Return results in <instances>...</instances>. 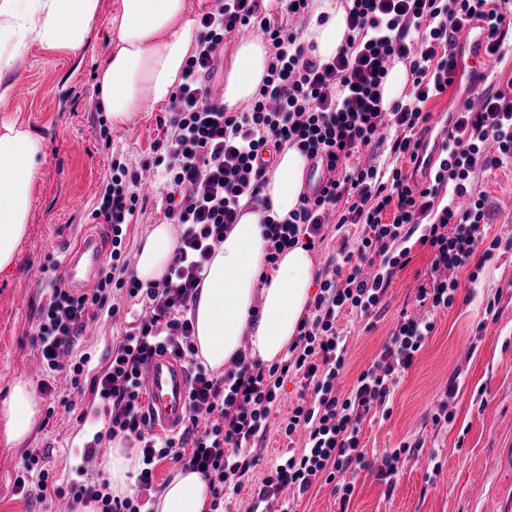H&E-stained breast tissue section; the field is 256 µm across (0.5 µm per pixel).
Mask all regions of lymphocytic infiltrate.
<instances>
[{
	"label": "lymphocytic infiltrate",
	"mask_w": 512,
	"mask_h": 512,
	"mask_svg": "<svg viewBox=\"0 0 512 512\" xmlns=\"http://www.w3.org/2000/svg\"><path fill=\"white\" fill-rule=\"evenodd\" d=\"M264 0H213L199 24L200 35L171 96L164 137L151 166L169 186L166 219L177 226V245L160 281H138L122 256L123 228L136 213L141 175L120 160L99 211L112 232V250L95 288L77 294L54 282L36 335L46 376L65 374L75 390L90 388L108 409L107 439L136 440L142 467L139 491L153 488L156 465L165 459L202 470L213 497L239 492L257 462L251 449L268 429V418L290 375L312 385L313 402L297 403L285 434L301 431V453L282 455L257 492L266 503L286 487L308 491L318 480H341V504L353 482L346 471L364 468L358 424L384 408L397 370L408 369L434 329L430 317L402 315L380 360L361 372L347 396L336 394L345 368V342L336 320L350 309L369 316L379 308L395 274L410 261V240L432 254L430 288L419 289V306L451 307L459 288L447 271L469 265L483 220L484 201L474 195L471 174L512 158V95L483 92L479 105L455 113V130L429 185L414 190L400 169L351 167L362 149L388 141L394 157H414L417 132L429 113L423 105L453 82L451 48L470 20L487 30L497 52L512 24V0H346L348 33L329 60L313 53L291 20H304L313 0H279L285 22L263 12ZM255 30L270 46L266 75L255 98L228 111L213 93L212 75L226 34ZM406 65L408 94L383 104L381 85L394 61ZM495 156H488V145ZM297 147L308 159L325 160L321 193L301 196L287 219L265 218V261L275 264L285 249L322 240L325 224H360L364 234L340 265L319 280L314 311L299 324L285 357L265 368L238 354L222 375L198 359L191 316L202 272L231 224L245 208L266 206L262 192L270 171L264 152ZM449 202L437 205L440 193ZM139 299L141 312L112 348L106 372L86 379L83 361L71 353L90 314L117 307L111 290ZM171 352L190 375L189 414L177 434L153 433L142 412L140 369L150 356Z\"/></svg>",
	"instance_id": "obj_1"
}]
</instances>
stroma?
<instances>
[{
    "instance_id": "obj_1",
    "label": "stroma",
    "mask_w": 512,
    "mask_h": 512,
    "mask_svg": "<svg viewBox=\"0 0 512 512\" xmlns=\"http://www.w3.org/2000/svg\"><path fill=\"white\" fill-rule=\"evenodd\" d=\"M120 0H100V17L81 50L71 53L31 42L10 76L13 90L0 101V114L38 132L46 155L32 190L26 233L11 266L0 272V399L17 378L41 385L35 330L50 297V277L42 268L62 262L60 241L79 248L86 232H108L93 219L112 177L113 159L130 168L153 160L163 137L161 120L169 104L145 103L125 125L110 127L100 107L95 75L109 50V20ZM110 127L111 139L100 135ZM475 193L483 194L485 218L479 234L485 241L512 234V158L479 170ZM162 190L148 196L142 212L124 228L123 255L135 263L139 246L155 225L165 223ZM363 234L359 224L328 229L312 251L316 272H323L339 249H354ZM428 248L414 245L410 262L397 272L381 311L367 318L343 311L336 329L346 339L347 360L338 380L348 393L359 374L378 360L402 311L415 308V296L430 285ZM470 268L456 271L459 288L452 307L433 312L435 328L415 355L411 367L391 388L386 413L372 412L361 424L367 466L358 475L348 512H512V249L495 250L470 281ZM498 317L489 320L487 305ZM128 319L99 313L79 336L75 355L85 357L87 378L109 366L112 345L129 329ZM457 392L445 397L448 384ZM313 400L299 379L290 378L269 416V430L254 447L258 464L250 469L239 493L226 494V512H252L255 492L287 451H301L300 434L283 428L298 398ZM448 405V421L433 416ZM92 393L70 388L57 378L51 393L41 395L42 416L24 444H9L0 428V512H57L62 498L40 499L19 493L16 478L27 452L40 449L43 465L56 487L70 491L103 470L102 460L86 462L87 442L101 431ZM401 450L392 479L380 475L385 456ZM336 484L320 481L305 493L283 489L269 512H337Z\"/></svg>"
}]
</instances>
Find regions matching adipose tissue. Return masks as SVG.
Wrapping results in <instances>:
<instances>
[{
    "label": "adipose tissue",
    "instance_id": "ef3b65f1",
    "mask_svg": "<svg viewBox=\"0 0 512 512\" xmlns=\"http://www.w3.org/2000/svg\"><path fill=\"white\" fill-rule=\"evenodd\" d=\"M327 19L313 23L310 40L322 59L336 55L346 37V12L340 0H323ZM100 0H0V100L16 58L31 41L47 48L79 50L97 21ZM112 40L98 72L101 102L112 125L125 124L144 99L162 104L181 81L198 28L187 16L186 0H121L110 20ZM268 50L253 38L241 42L226 78L223 101L234 110L256 95L265 75ZM45 156L42 137L0 116V272L12 263L26 232L32 187ZM306 158L293 147L276 156L275 175L263 194L269 209H248L225 234L206 264L192 313L194 344L202 360L220 371L239 352L273 364L282 359L312 301L315 265L303 246L285 250L275 266L264 260V217L287 218L304 191ZM173 225H155L144 240L135 274L143 283L159 281L173 256ZM39 397L27 380H17L0 401V426L8 442H26L38 426ZM122 438L112 441L103 467L114 495L130 489L139 467ZM208 480L197 472H174L152 503L153 512H210Z\"/></svg>",
    "mask_w": 512,
    "mask_h": 512
}]
</instances>
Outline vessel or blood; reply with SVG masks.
Returning a JSON list of instances; mask_svg holds the SVG:
<instances>
[{"instance_id": "b4317fda", "label": "vessel or blood", "mask_w": 512, "mask_h": 512, "mask_svg": "<svg viewBox=\"0 0 512 512\" xmlns=\"http://www.w3.org/2000/svg\"><path fill=\"white\" fill-rule=\"evenodd\" d=\"M457 76L466 80L462 103H469L483 85L488 56V39L480 23L471 22L457 36L452 49ZM453 125L441 120L436 133H424L414 165L415 181L426 180ZM104 261L97 238H88L80 252L65 255L67 277L79 291H90ZM190 378L183 361L169 352L150 357L141 369L144 392L143 412L154 429L175 432L186 422L189 408Z\"/></svg>"}]
</instances>
